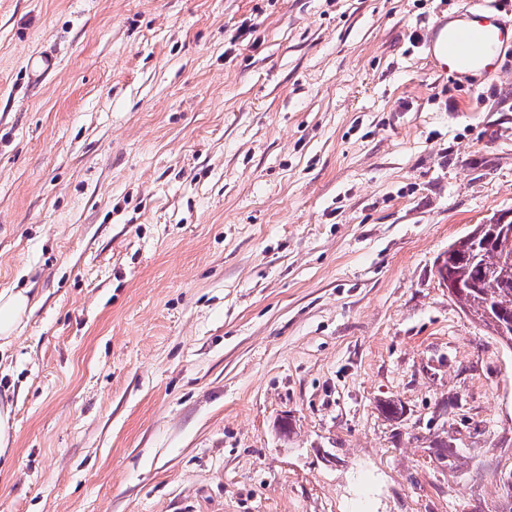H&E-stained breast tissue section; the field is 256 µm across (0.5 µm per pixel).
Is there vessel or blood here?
<instances>
[{
	"label": "vessel or blood",
	"instance_id": "1",
	"mask_svg": "<svg viewBox=\"0 0 512 512\" xmlns=\"http://www.w3.org/2000/svg\"><path fill=\"white\" fill-rule=\"evenodd\" d=\"M427 42L448 74L486 72L498 68L501 52L512 47V25L498 17L490 0H479L476 8L459 22L434 24Z\"/></svg>",
	"mask_w": 512,
	"mask_h": 512
}]
</instances>
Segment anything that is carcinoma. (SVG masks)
<instances>
[{
  "label": "carcinoma",
  "mask_w": 512,
  "mask_h": 512,
  "mask_svg": "<svg viewBox=\"0 0 512 512\" xmlns=\"http://www.w3.org/2000/svg\"><path fill=\"white\" fill-rule=\"evenodd\" d=\"M448 277L462 283L455 298L474 320L512 347V258L504 244L488 243L476 264L446 265Z\"/></svg>",
  "instance_id": "cac0c4a2"
}]
</instances>
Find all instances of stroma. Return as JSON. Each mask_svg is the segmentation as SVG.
Masks as SVG:
<instances>
[{
	"label": "stroma",
	"mask_w": 512,
	"mask_h": 512,
	"mask_svg": "<svg viewBox=\"0 0 512 512\" xmlns=\"http://www.w3.org/2000/svg\"><path fill=\"white\" fill-rule=\"evenodd\" d=\"M473 0H0V512H512V348L437 260L512 213ZM458 23L440 21L432 26L427 42L448 75L497 69L501 52L512 47V25L504 23L493 3L481 1ZM30 302V297L23 291L3 295L0 293V339L7 342Z\"/></svg>",
	"instance_id": "stroma-1"
}]
</instances>
